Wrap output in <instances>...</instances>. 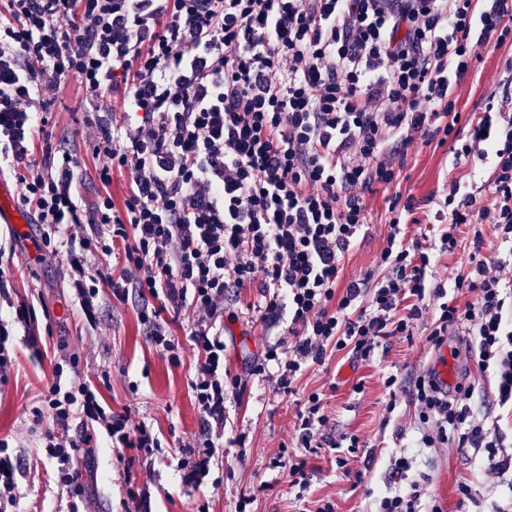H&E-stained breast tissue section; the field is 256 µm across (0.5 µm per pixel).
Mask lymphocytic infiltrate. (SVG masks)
I'll list each match as a JSON object with an SVG mask.
<instances>
[{
    "label": "lymphocytic infiltrate",
    "instance_id": "obj_1",
    "mask_svg": "<svg viewBox=\"0 0 512 512\" xmlns=\"http://www.w3.org/2000/svg\"><path fill=\"white\" fill-rule=\"evenodd\" d=\"M0 14V175L22 185L20 206L45 225V250L114 256L105 282L117 299L138 291L152 345L178 361L171 319L189 313L199 364L190 380L203 415L179 465L202 483L227 421L228 398L250 382L294 383L328 350L373 360L383 340L428 321L439 348L464 325L480 374L512 403V285L505 260L469 241L454 279L472 300L460 307L431 281L429 252L405 242L413 198L391 202L381 273L339 285L341 261L366 224L364 197L396 178L394 163L416 145L458 138L453 88L479 48L512 41V0H6ZM75 78L93 120L97 202L86 207L72 155L49 130L50 95ZM454 158L490 164L492 203L452 187L437 199L441 251L463 225L496 226L512 246V66ZM119 100L122 112L104 109ZM129 174L122 205L108 187ZM95 233L86 236L85 225ZM255 288L266 333H277L244 373L224 365V316ZM474 387L439 389L418 376L410 396L426 448H481L486 472L512 471L503 437L471 406ZM49 421L42 446L59 483L85 488L73 460L106 433L118 447L152 452L146 422L106 412L87 383L53 380L34 410ZM323 395L305 396L295 429L301 448H339L328 436Z\"/></svg>",
    "mask_w": 512,
    "mask_h": 512
}]
</instances>
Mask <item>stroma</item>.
I'll return each instance as SVG.
<instances>
[{"instance_id": "1", "label": "stroma", "mask_w": 512, "mask_h": 512, "mask_svg": "<svg viewBox=\"0 0 512 512\" xmlns=\"http://www.w3.org/2000/svg\"><path fill=\"white\" fill-rule=\"evenodd\" d=\"M481 63L454 90L456 107L478 120L494 80L508 61L512 46L481 49ZM53 135L67 140L82 170L81 192L94 202L101 189L97 170L104 158L93 156L89 145L90 109L74 80L53 96ZM476 179L468 165L453 162L451 145L430 144L409 150L388 185L373 186L365 195L367 224L347 253L340 283L379 272L385 242L388 205L396 197H413L418 204L413 220L404 226L406 239L432 236V196L451 186L468 191ZM40 225L30 224L24 237L13 236L0 223V344L11 357L7 382L0 383V439L20 465L16 478L20 498L13 512H197L207 503L209 512H237L241 498H249L246 512H314L319 501L332 500L336 512H372L374 500L419 484L423 512L440 503L444 512H500L512 501L508 476L494 477L481 469L484 453L475 448H423L409 397L412 379L430 369L433 350L424 325L411 338L395 337L388 352L370 362H355L345 354L328 355L295 383V394H283L274 383L250 384L242 401H228L225 445L202 484L189 481L178 465L183 445L200 432L203 416L188 382L198 353L182 323L172 324L181 345L179 363L151 345L140 320L142 298L130 292L127 301L100 288L81 300L77 277L66 255L41 251ZM31 315L29 325L16 319L18 309ZM226 365L241 371L245 362L263 351L268 338L261 327L245 320L225 321ZM64 379L80 377L99 391L105 410L129 411L133 421L153 426L162 446L152 459L131 458L129 450L102 439L92 457L76 456L75 467L85 472V491L75 494L57 481L55 467L40 446L41 426L33 422L38 396L53 379L54 367ZM474 386L471 404L484 416L488 428L499 429L505 446L512 447V408L499 406L492 378L468 366ZM396 375L389 387L385 379ZM325 393V410L335 423L336 436L357 435L362 444L337 467L336 450L324 448L307 455L312 478L306 489L291 486L286 470L272 467L281 444L296 446L294 429L299 402L315 390ZM246 435L245 447L234 437ZM404 454L413 460L405 480L391 482L390 461ZM469 481L472 495L460 499L457 486Z\"/></svg>"}]
</instances>
